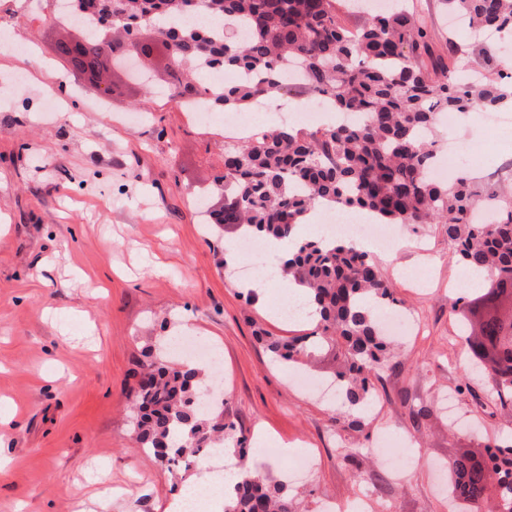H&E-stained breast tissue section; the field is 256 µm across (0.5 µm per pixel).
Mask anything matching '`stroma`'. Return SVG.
I'll use <instances>...</instances> for the list:
<instances>
[{"label":"stroma","instance_id":"stroma-1","mask_svg":"<svg viewBox=\"0 0 512 512\" xmlns=\"http://www.w3.org/2000/svg\"><path fill=\"white\" fill-rule=\"evenodd\" d=\"M0 18V512H166L203 465L170 472L134 439L130 396L145 348L185 334L223 356L224 418L247 439L293 446L253 467L285 484L299 512L368 503V512H448L446 462L512 440L482 408L486 381L449 305L468 296L440 225L401 226L395 253L371 250L400 306L421 323L374 384L378 408L348 427L339 403L290 382L257 340L310 332L275 313L277 283L249 293L225 234L205 224L220 208L224 136L187 120L163 94L108 74L109 96L57 51L68 28L48 24L50 0H19ZM436 53L449 40L441 0H409ZM50 63L52 76L39 72ZM106 98L109 109L96 111ZM411 437L398 480L374 448L384 432ZM310 451L314 469L295 472Z\"/></svg>","mask_w":512,"mask_h":512}]
</instances>
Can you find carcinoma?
<instances>
[{
  "mask_svg": "<svg viewBox=\"0 0 512 512\" xmlns=\"http://www.w3.org/2000/svg\"><path fill=\"white\" fill-rule=\"evenodd\" d=\"M73 13L96 15L126 38L85 34L83 55L97 60L127 52L128 37L144 24L158 28L163 50L174 49L176 68L218 66L246 73L214 100L242 110L258 98L302 91L325 96L338 112H353L354 125L320 130L282 125L224 148L218 183L224 205L209 223L231 224L240 236L269 242L292 238L303 215L315 208L365 210L383 224H441L459 261L506 282L508 291L488 298L474 292L467 312L452 301L475 364L489 380L495 407L512 415V195L462 172L451 182L433 174L438 121L443 112L467 115L512 107V72L504 71L499 42L481 41L478 78L460 72L469 50L448 39V58L434 54L423 18L401 4L378 12L356 31L341 21L349 0H68ZM481 34L512 36V0H444ZM247 28L237 41L213 31L215 23ZM295 61L302 77L284 78ZM283 278L295 283L316 307L310 336L289 340L264 336L268 352L292 366L312 346L337 347L338 397L351 425L360 427L372 404L371 379L388 369L391 343L378 308L396 305L378 266L359 248L334 239H307L280 261ZM135 392L137 441L162 466L172 468L203 448L238 445L245 438L224 420V408L202 409L212 378L202 366L177 361L156 343ZM472 455L451 464L463 478L454 497L480 508L489 480L499 488L498 509L512 512V448L474 468ZM224 512H296L283 486L252 473L235 485Z\"/></svg>",
  "mask_w": 512,
  "mask_h": 512,
  "instance_id": "carcinoma-1",
  "label": "carcinoma"
}]
</instances>
